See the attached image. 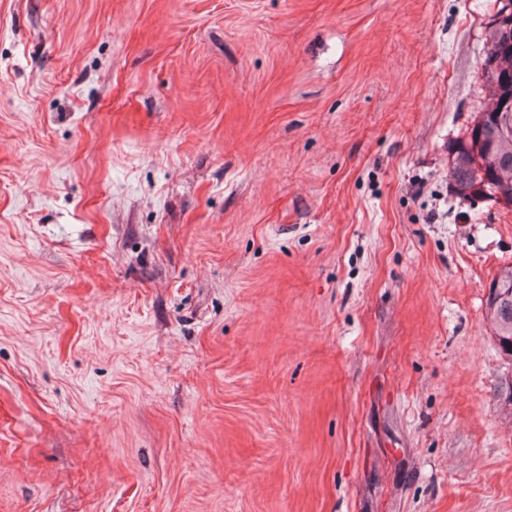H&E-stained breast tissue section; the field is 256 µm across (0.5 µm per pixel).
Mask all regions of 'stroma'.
Here are the masks:
<instances>
[{
    "label": "stroma",
    "instance_id": "1",
    "mask_svg": "<svg viewBox=\"0 0 512 512\" xmlns=\"http://www.w3.org/2000/svg\"><path fill=\"white\" fill-rule=\"evenodd\" d=\"M496 11L0 0V512H512ZM486 54L496 58L500 53L487 46ZM488 56L480 69L485 102L467 137L455 147L448 177L463 198H486L511 206L512 46L502 58ZM509 69L510 77L505 76ZM497 275L504 289L495 301H487L486 321L498 345L512 355V266L501 268Z\"/></svg>",
    "mask_w": 512,
    "mask_h": 512
}]
</instances>
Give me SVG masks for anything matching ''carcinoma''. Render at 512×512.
I'll list each match as a JSON object with an SVG mask.
<instances>
[{
	"label": "carcinoma",
	"mask_w": 512,
	"mask_h": 512,
	"mask_svg": "<svg viewBox=\"0 0 512 512\" xmlns=\"http://www.w3.org/2000/svg\"><path fill=\"white\" fill-rule=\"evenodd\" d=\"M512 38V17L506 25L488 27L486 43L499 46ZM512 46L494 59L485 57L481 79L485 102L467 137L460 140L448 171L457 195L512 205ZM503 292L486 303V321L498 345L512 355V266L500 269Z\"/></svg>",
	"instance_id": "carcinoma-1"
}]
</instances>
